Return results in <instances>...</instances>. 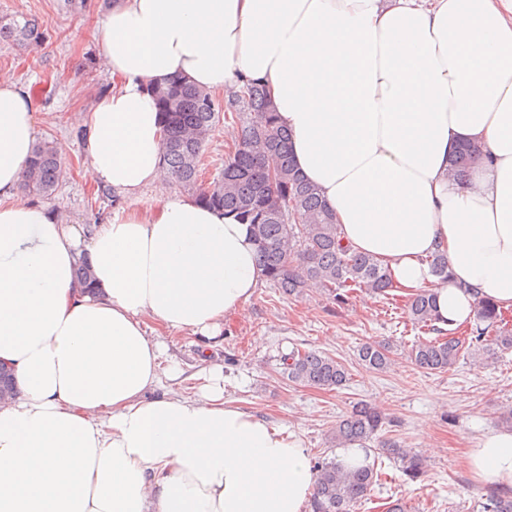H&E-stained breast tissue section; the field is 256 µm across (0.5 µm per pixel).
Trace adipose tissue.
Masks as SVG:
<instances>
[{
  "mask_svg": "<svg viewBox=\"0 0 512 512\" xmlns=\"http://www.w3.org/2000/svg\"><path fill=\"white\" fill-rule=\"evenodd\" d=\"M111 90L87 112L86 175L134 197L86 231L19 202L35 141L31 99L0 71V512H304V450L224 397L160 394L158 330L219 336L265 280L248 225L162 188L150 84L219 93L264 84L295 166L343 244L404 294L431 289L440 328L479 300L512 308V0H115L100 29ZM465 143L481 162L448 173ZM448 257V277L426 259ZM87 258L93 289L74 269ZM464 463L512 488V431Z\"/></svg>",
  "mask_w": 512,
  "mask_h": 512,
  "instance_id": "ef3b65f1",
  "label": "adipose tissue"
}]
</instances>
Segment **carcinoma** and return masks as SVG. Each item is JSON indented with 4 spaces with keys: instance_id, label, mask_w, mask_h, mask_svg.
Segmentation results:
<instances>
[{
    "instance_id": "1",
    "label": "carcinoma",
    "mask_w": 512,
    "mask_h": 512,
    "mask_svg": "<svg viewBox=\"0 0 512 512\" xmlns=\"http://www.w3.org/2000/svg\"><path fill=\"white\" fill-rule=\"evenodd\" d=\"M44 23L35 18L0 19V40L38 44L46 35ZM164 122L162 172L198 201L224 211L251 226L258 256L272 282L285 295L301 296L309 289L324 290L338 302L356 289L385 298L395 290L386 268L374 257L342 244L333 211L317 190L296 174L288 135L279 128L266 88L248 83L224 104L190 83L175 79L164 86L149 87ZM231 119L234 146L224 166L212 180H201L204 147L220 117ZM481 149L460 146L449 166L457 177L467 175L481 158ZM63 174L62 162L47 142L35 145L23 174L28 191L49 197ZM431 271L448 276V261L437 252L428 256ZM407 315L412 325L428 334L415 340L408 351L420 369L445 372L463 355L489 358L512 349V328L504 325L502 312L487 300L475 308L476 328L463 338L445 335L436 325L434 295L423 290L408 299ZM366 366L383 371L391 364L389 345L383 341L364 343L358 352ZM288 380L322 390L345 386L348 370L335 357L314 350H292L281 357ZM384 418L373 406L362 404L336 424V445L363 448L382 432ZM380 451L400 464L411 482L424 474L422 458L401 448L392 438L380 440ZM312 512H351L377 483L375 464L352 467L342 460L317 463ZM477 512H512V496L497 492L481 496Z\"/></svg>"
}]
</instances>
